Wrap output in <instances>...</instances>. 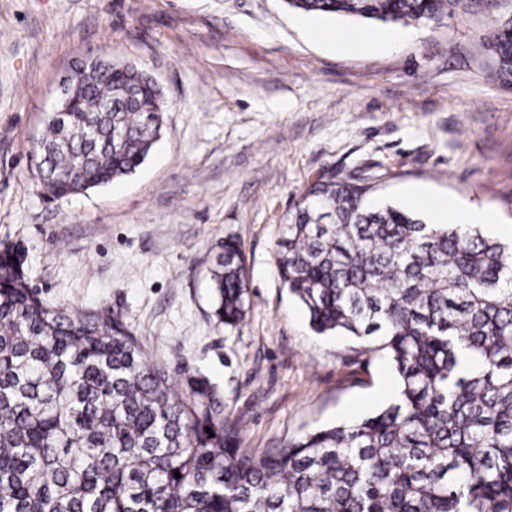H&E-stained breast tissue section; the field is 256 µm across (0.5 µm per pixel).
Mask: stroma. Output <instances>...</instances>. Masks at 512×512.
<instances>
[{
  "label": "stroma",
  "mask_w": 512,
  "mask_h": 512,
  "mask_svg": "<svg viewBox=\"0 0 512 512\" xmlns=\"http://www.w3.org/2000/svg\"><path fill=\"white\" fill-rule=\"evenodd\" d=\"M472 0L440 26L305 14L283 0H0V243L70 312L120 318L176 386L209 384L260 452L396 401L384 354L316 334L277 272L282 216L328 173H375L368 199H460L512 225V77L488 80L489 19ZM392 35L339 48L321 30ZM108 54L160 86L165 132L136 172L52 196L30 156L63 79ZM239 241L246 317L213 315L210 268Z\"/></svg>",
  "instance_id": "obj_1"
}]
</instances>
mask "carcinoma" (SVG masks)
<instances>
[{
  "label": "carcinoma",
  "mask_w": 512,
  "mask_h": 512,
  "mask_svg": "<svg viewBox=\"0 0 512 512\" xmlns=\"http://www.w3.org/2000/svg\"><path fill=\"white\" fill-rule=\"evenodd\" d=\"M285 2L403 25H440L468 5ZM485 45L497 76L512 75V19ZM164 112L137 67H86L74 111L49 113L33 146L40 179L67 194L133 173ZM373 181L309 182L280 224L277 267L316 333L385 353L399 397L260 453L240 447L205 388L176 387L122 321L42 299L24 254L0 247V512H512V252L477 228L370 206ZM223 249L215 316L234 326L246 270L237 242Z\"/></svg>",
  "instance_id": "obj_1"
}]
</instances>
